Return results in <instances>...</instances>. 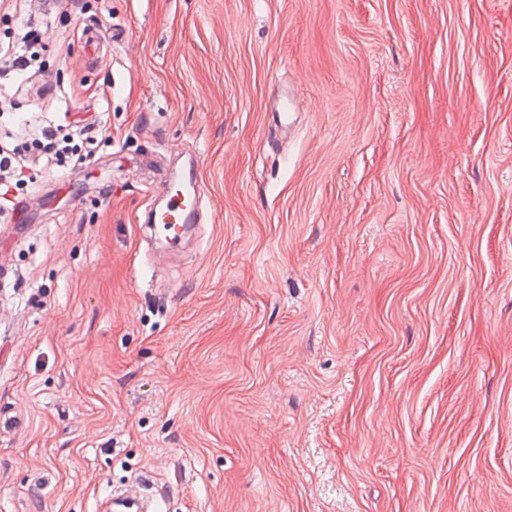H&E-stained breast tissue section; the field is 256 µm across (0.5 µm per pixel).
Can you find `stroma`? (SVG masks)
Listing matches in <instances>:
<instances>
[{"label": "stroma", "mask_w": 512, "mask_h": 512, "mask_svg": "<svg viewBox=\"0 0 512 512\" xmlns=\"http://www.w3.org/2000/svg\"><path fill=\"white\" fill-rule=\"evenodd\" d=\"M41 31L103 129L0 223V512L144 480L173 512H512V0H88ZM194 153L205 222L152 264Z\"/></svg>", "instance_id": "1"}]
</instances>
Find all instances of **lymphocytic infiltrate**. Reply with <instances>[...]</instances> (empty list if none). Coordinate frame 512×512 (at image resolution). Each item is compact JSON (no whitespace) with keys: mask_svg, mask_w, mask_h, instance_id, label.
Here are the masks:
<instances>
[{"mask_svg":"<svg viewBox=\"0 0 512 512\" xmlns=\"http://www.w3.org/2000/svg\"><path fill=\"white\" fill-rule=\"evenodd\" d=\"M30 3L0 0V8L18 21L0 39V75L11 77L18 91L53 98L58 106L39 109L25 118L15 116L10 106L0 105V217L20 209L33 171L83 167L89 158L85 146L95 139L96 128L91 124L65 132L60 111L71 101L68 92L48 82L37 85L32 81L41 70L42 40L39 29L24 22Z\"/></svg>","mask_w":512,"mask_h":512,"instance_id":"lymphocytic-infiltrate-1","label":"lymphocytic infiltrate"}]
</instances>
